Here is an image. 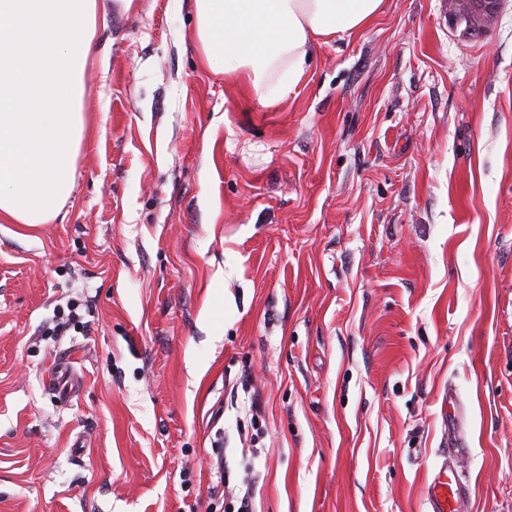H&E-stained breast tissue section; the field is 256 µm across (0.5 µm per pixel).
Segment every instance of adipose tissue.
I'll return each instance as SVG.
<instances>
[{"label": "adipose tissue", "instance_id": "obj_1", "mask_svg": "<svg viewBox=\"0 0 512 512\" xmlns=\"http://www.w3.org/2000/svg\"><path fill=\"white\" fill-rule=\"evenodd\" d=\"M384 0H192L204 61L246 76L273 108L306 74L318 41L368 25ZM97 0H0V219L59 218L84 138V79Z\"/></svg>", "mask_w": 512, "mask_h": 512}]
</instances>
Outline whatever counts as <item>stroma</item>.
Wrapping results in <instances>:
<instances>
[{"mask_svg": "<svg viewBox=\"0 0 512 512\" xmlns=\"http://www.w3.org/2000/svg\"><path fill=\"white\" fill-rule=\"evenodd\" d=\"M98 22L66 218L0 219V512H427L448 393L512 512V0H384L272 109L188 0ZM500 0H448V22L463 27L468 38H480L491 26L499 11Z\"/></svg>", "mask_w": 512, "mask_h": 512, "instance_id": "stroma-1", "label": "stroma"}]
</instances>
